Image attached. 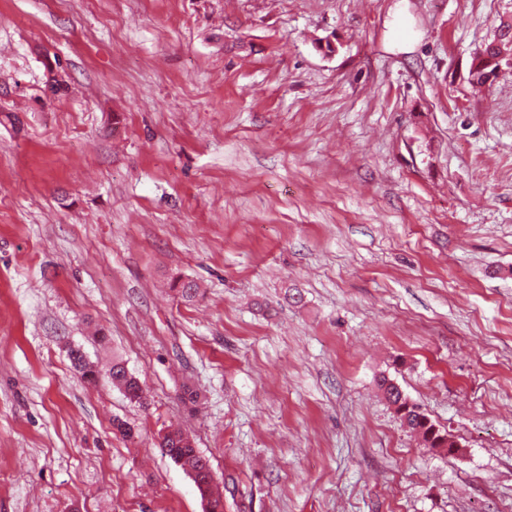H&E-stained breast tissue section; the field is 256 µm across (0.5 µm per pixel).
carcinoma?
Here are the masks:
<instances>
[{
  "instance_id": "obj_1",
  "label": "carcinoma",
  "mask_w": 512,
  "mask_h": 512,
  "mask_svg": "<svg viewBox=\"0 0 512 512\" xmlns=\"http://www.w3.org/2000/svg\"><path fill=\"white\" fill-rule=\"evenodd\" d=\"M501 57L512 58V35L487 48L486 57L476 66V74L471 76L469 82L480 86L485 84L482 72L493 70L498 66V59ZM107 381L120 389L130 401L141 406L146 405V397L139 380L126 369L123 359L112 358ZM376 382L386 400L394 407L396 417L403 428L418 435L428 448H450V434L437 429L422 408L411 402L401 387L393 383V378L383 373ZM159 448L193 478L202 500L206 502V512H224L223 500L214 496L212 492L213 476L209 461L195 448L187 434L179 428L174 429L161 438Z\"/></svg>"
}]
</instances>
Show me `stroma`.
I'll list each match as a JSON object with an SVG mask.
<instances>
[{"label":"stroma","instance_id":"stroma-1","mask_svg":"<svg viewBox=\"0 0 512 512\" xmlns=\"http://www.w3.org/2000/svg\"><path fill=\"white\" fill-rule=\"evenodd\" d=\"M506 25L512 0H0V512H205L171 425L224 512H512V67L468 82ZM107 381L112 384V386L120 389L131 402L138 403L141 406L147 404L144 391L138 378L126 369L123 359L113 357ZM393 378L386 374H381L377 379V386L383 392L386 400L395 409L396 417L400 425L410 433L418 435L428 448L446 449L448 454H457L451 452V448L456 441L447 431L436 429V425L422 410V408L412 403L403 393L399 385L393 383ZM448 438L451 441L448 445ZM159 448L191 478L202 500L206 502V512H224L223 500L215 497L212 492L213 476L209 461L195 448L187 434L179 428L172 429L169 434L161 437Z\"/></svg>","mask_w":512,"mask_h":512}]
</instances>
